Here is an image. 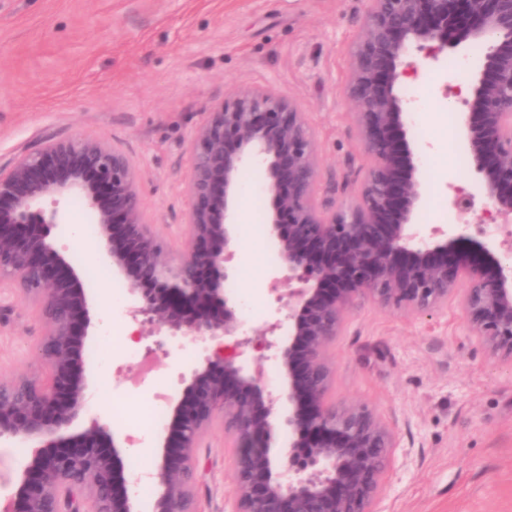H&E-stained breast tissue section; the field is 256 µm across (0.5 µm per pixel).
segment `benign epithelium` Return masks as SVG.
<instances>
[{
    "mask_svg": "<svg viewBox=\"0 0 512 512\" xmlns=\"http://www.w3.org/2000/svg\"><path fill=\"white\" fill-rule=\"evenodd\" d=\"M345 94L368 159L346 208L318 202V159L304 113L266 86L240 89L208 113L190 145L189 221L173 258L144 216L129 159L91 138L50 141L0 166V288L37 305L47 376L0 382V443L32 448L5 512H197L199 448L222 417L233 449V512H375L394 432L368 406L338 402L331 348L358 296L430 315L454 300L492 358L512 361V251L504 225L461 224L420 234L426 201L420 149L407 139L401 80L449 46L484 43L458 97L457 141L483 188V213L512 215V0H367ZM264 165L269 291L284 319L250 334L237 263L241 173ZM82 200L99 258L127 285L148 335L206 343L170 402L152 473L155 493L130 494L121 454L130 438L85 417L98 292L59 251L68 204ZM274 361L272 388L265 363Z\"/></svg>",
    "mask_w": 512,
    "mask_h": 512,
    "instance_id": "7a95c632",
    "label": "benign epithelium"
}]
</instances>
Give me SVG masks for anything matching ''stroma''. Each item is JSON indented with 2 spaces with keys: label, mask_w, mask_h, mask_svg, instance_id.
Masks as SVG:
<instances>
[{
  "label": "stroma",
  "mask_w": 512,
  "mask_h": 512,
  "mask_svg": "<svg viewBox=\"0 0 512 512\" xmlns=\"http://www.w3.org/2000/svg\"><path fill=\"white\" fill-rule=\"evenodd\" d=\"M366 0H0V165L49 139L93 138L138 171L143 209L174 257L187 233L190 143L208 112L236 89L264 85L304 112L318 161V198L348 204L365 170L344 93ZM447 63L408 81L432 141L427 207L436 224L460 223L449 186L476 187L470 167L448 154L455 126ZM260 166L241 176L238 261L232 288L255 313L256 332L275 307L268 290L274 252L265 243L269 199ZM108 337L95 362L107 400L91 409L127 434L142 407L179 397V375L202 346L154 337L134 342L124 299L100 298ZM36 309L0 288V381L44 370ZM335 396L371 408L395 432L376 512H512V362L489 358L456 305L430 315L356 299L332 355ZM231 451L215 427L200 451V512H231Z\"/></svg>",
  "instance_id": "35a3bbf8"
}]
</instances>
